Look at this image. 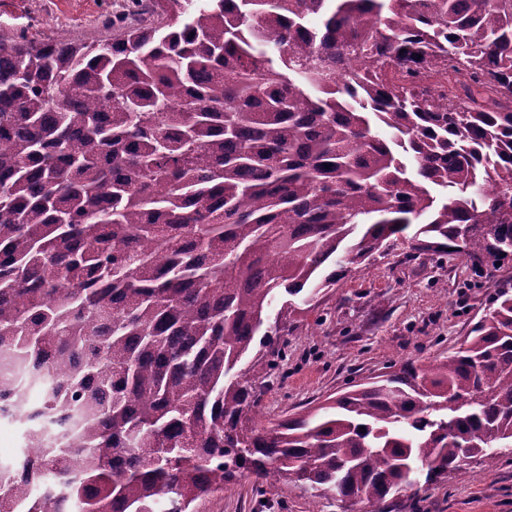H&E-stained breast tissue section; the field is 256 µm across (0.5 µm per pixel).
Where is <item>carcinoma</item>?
<instances>
[{"label": "carcinoma", "instance_id": "cac0c4a2", "mask_svg": "<svg viewBox=\"0 0 512 512\" xmlns=\"http://www.w3.org/2000/svg\"><path fill=\"white\" fill-rule=\"evenodd\" d=\"M148 14L92 44L0 29V385L41 447L0 462V512H194L244 476L351 512L512 455V278L442 359L266 425L257 390L411 225L512 261V0Z\"/></svg>", "mask_w": 512, "mask_h": 512}]
</instances>
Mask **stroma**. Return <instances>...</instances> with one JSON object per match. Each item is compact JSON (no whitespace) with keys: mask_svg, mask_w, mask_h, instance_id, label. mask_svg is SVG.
Wrapping results in <instances>:
<instances>
[{"mask_svg":"<svg viewBox=\"0 0 512 512\" xmlns=\"http://www.w3.org/2000/svg\"><path fill=\"white\" fill-rule=\"evenodd\" d=\"M136 0H0V29L29 40L95 42L113 35ZM512 269L476 270L457 255L416 254L407 237L366 269L348 272L299 329L283 337L286 358L272 371L262 405L277 421L414 359L447 356L486 312ZM297 485L256 491L243 479L197 505L198 512H310ZM363 512H512V456L475 458L439 484Z\"/></svg>","mask_w":512,"mask_h":512,"instance_id":"stroma-1","label":"stroma"}]
</instances>
